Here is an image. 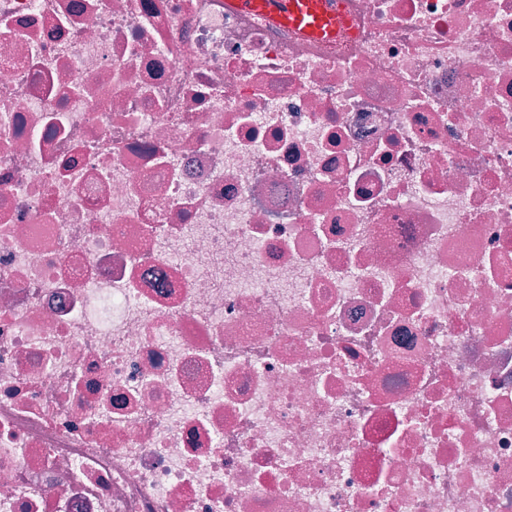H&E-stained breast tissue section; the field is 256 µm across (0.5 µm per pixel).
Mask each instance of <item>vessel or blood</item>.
Returning a JSON list of instances; mask_svg holds the SVG:
<instances>
[{
  "mask_svg": "<svg viewBox=\"0 0 512 512\" xmlns=\"http://www.w3.org/2000/svg\"><path fill=\"white\" fill-rule=\"evenodd\" d=\"M227 9L264 16L276 26L327 41L347 26L344 0H225Z\"/></svg>",
  "mask_w": 512,
  "mask_h": 512,
  "instance_id": "1",
  "label": "vessel or blood"
}]
</instances>
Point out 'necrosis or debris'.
<instances>
[{
    "label": "necrosis or debris",
    "instance_id": "1",
    "mask_svg": "<svg viewBox=\"0 0 512 512\" xmlns=\"http://www.w3.org/2000/svg\"><path fill=\"white\" fill-rule=\"evenodd\" d=\"M0 0V512H512V0ZM238 13L264 16L302 37L328 41L347 26L343 0H225Z\"/></svg>",
    "mask_w": 512,
    "mask_h": 512
}]
</instances>
